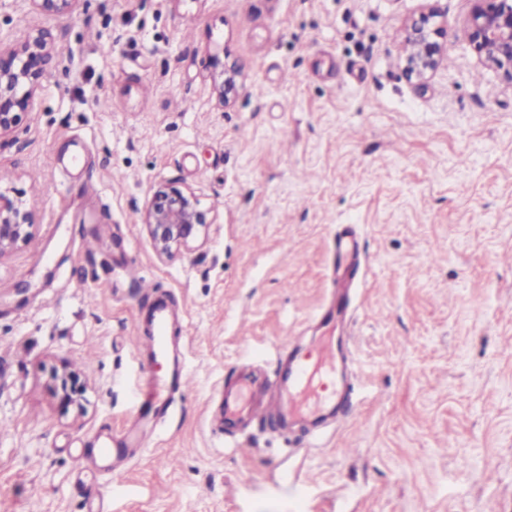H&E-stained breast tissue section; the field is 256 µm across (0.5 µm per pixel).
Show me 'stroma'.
I'll return each mask as SVG.
<instances>
[{"label":"stroma","instance_id":"stroma-1","mask_svg":"<svg viewBox=\"0 0 512 512\" xmlns=\"http://www.w3.org/2000/svg\"><path fill=\"white\" fill-rule=\"evenodd\" d=\"M425 2L448 58L419 81L402 29ZM470 7L0 0V43L54 44L0 138V192L36 218L0 256V512H91L100 436L136 427L98 478L110 512H512V74L471 52ZM161 185L211 219L170 261L142 223ZM347 226L363 265L340 420L225 434L227 380L326 341ZM160 299L193 378L164 408L130 343ZM32 8L49 15L71 14L81 0H29Z\"/></svg>","mask_w":512,"mask_h":512}]
</instances>
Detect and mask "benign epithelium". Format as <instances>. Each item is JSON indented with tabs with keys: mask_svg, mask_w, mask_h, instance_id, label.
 Returning <instances> with one entry per match:
<instances>
[{
	"mask_svg": "<svg viewBox=\"0 0 512 512\" xmlns=\"http://www.w3.org/2000/svg\"><path fill=\"white\" fill-rule=\"evenodd\" d=\"M29 2L40 13L67 15L81 0ZM470 2L465 33L471 51L484 64L512 73V0ZM435 18L434 10H422L405 26L404 69L418 80L433 75L446 54V33ZM51 59L52 38L46 31L19 45H0V137L14 133L23 122ZM142 224L157 255L172 259L203 243L208 218L193 190L159 186L146 206ZM33 226V214L23 203L0 193V255L28 241Z\"/></svg>",
	"mask_w": 512,
	"mask_h": 512,
	"instance_id": "1",
	"label": "benign epithelium"
}]
</instances>
